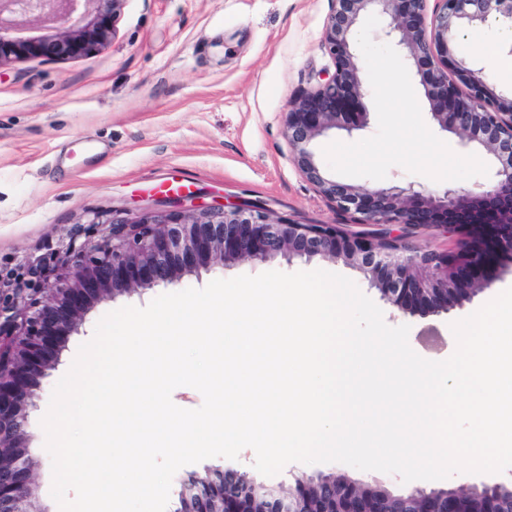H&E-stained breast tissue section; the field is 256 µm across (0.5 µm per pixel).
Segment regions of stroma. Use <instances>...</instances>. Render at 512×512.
Here are the masks:
<instances>
[{"instance_id":"1","label":"stroma","mask_w":512,"mask_h":512,"mask_svg":"<svg viewBox=\"0 0 512 512\" xmlns=\"http://www.w3.org/2000/svg\"><path fill=\"white\" fill-rule=\"evenodd\" d=\"M331 0H125L110 43L71 59L0 65V266L13 267L55 247L89 213L135 217L171 192H194L199 204L249 201L272 218L338 224L331 204L298 171L286 134L288 101L334 71L323 47ZM381 19L364 15L353 29L360 51L367 114L363 129L331 130L311 149L336 180L362 185L416 184L428 191L476 192L493 166L483 148L463 147L432 120L415 66L398 55ZM322 269L348 277L383 312L388 325H409L421 357L442 361L456 349L451 323L512 287V266L450 313L404 315L343 260L258 263L184 276L177 290L215 279ZM153 287L104 301L69 336L59 365L40 383L28 446L37 504L52 498L50 455L40 420L97 322L124 306H147L165 294ZM349 473L405 492L400 476L331 462H293L278 481Z\"/></svg>"}]
</instances>
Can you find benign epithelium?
I'll return each instance as SVG.
<instances>
[{"label": "benign epithelium", "instance_id": "7a95c632", "mask_svg": "<svg viewBox=\"0 0 512 512\" xmlns=\"http://www.w3.org/2000/svg\"><path fill=\"white\" fill-rule=\"evenodd\" d=\"M332 0L324 45L334 72L290 99L288 142L301 174L354 224L377 226L371 235L338 224L272 221L249 203L200 208L188 193L164 196L161 208L134 220L93 212L36 260L0 270V512L34 508L26 445L34 393L68 336L78 332L89 303L148 287L171 285L185 273L242 260L341 259L359 270L404 314H441L492 286L496 262H512V90L489 83L474 59L456 52L465 28L496 23L512 28V0ZM124 0H0V63L5 59L75 58L102 48L114 34ZM389 17L386 35L413 60L431 116L461 145L493 156V172L479 193L451 188L428 193L413 186H357L336 180L316 162L311 142L332 130L366 124L357 111L360 67L351 42L362 15ZM42 34L20 37L22 26ZM444 226L463 239L456 253L418 250L405 230ZM206 484L181 480L175 512H502L512 484L485 480L450 488L416 487L395 493L342 474L303 475L291 494L233 467H216Z\"/></svg>", "mask_w": 512, "mask_h": 512}]
</instances>
